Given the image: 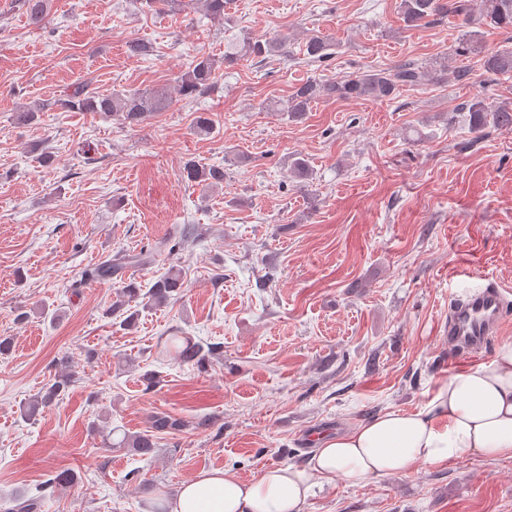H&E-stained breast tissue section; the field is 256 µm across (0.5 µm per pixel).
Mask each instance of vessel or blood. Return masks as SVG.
Segmentation results:
<instances>
[{"label":"vessel or blood","mask_w":512,"mask_h":512,"mask_svg":"<svg viewBox=\"0 0 512 512\" xmlns=\"http://www.w3.org/2000/svg\"><path fill=\"white\" fill-rule=\"evenodd\" d=\"M502 315L503 294L498 288L468 296L454 307L448 321V339L460 350H479L500 327Z\"/></svg>","instance_id":"b4317fda"}]
</instances>
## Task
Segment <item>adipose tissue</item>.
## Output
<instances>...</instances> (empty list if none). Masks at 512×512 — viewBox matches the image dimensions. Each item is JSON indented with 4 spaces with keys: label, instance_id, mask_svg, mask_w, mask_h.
Listing matches in <instances>:
<instances>
[{
    "label": "adipose tissue",
    "instance_id": "ef3b65f1",
    "mask_svg": "<svg viewBox=\"0 0 512 512\" xmlns=\"http://www.w3.org/2000/svg\"><path fill=\"white\" fill-rule=\"evenodd\" d=\"M478 458L512 459V341L493 360L450 375L428 404L390 409L347 432L320 439L306 464L279 466L245 480L230 470L181 483L170 512H302L317 479L358 487L373 476H404Z\"/></svg>",
    "mask_w": 512,
    "mask_h": 512
}]
</instances>
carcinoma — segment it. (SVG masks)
I'll use <instances>...</instances> for the list:
<instances>
[{
	"label": "carcinoma",
	"instance_id": "cac0c4a2",
	"mask_svg": "<svg viewBox=\"0 0 512 512\" xmlns=\"http://www.w3.org/2000/svg\"><path fill=\"white\" fill-rule=\"evenodd\" d=\"M200 2L204 5L206 16L217 22L224 21L226 0H141L146 11L155 13L182 11L186 4ZM51 0H21L29 24L43 29L49 23ZM473 0H401L404 20L409 25H419L431 18L447 13L462 19L468 28H496L512 30V0H479L480 8L473 11ZM288 46V37L273 39H246L243 44L244 56L263 59L273 52H281ZM331 43L324 37L312 36L305 43L304 55L311 62H322L330 57ZM481 66L493 73L509 75L512 73V49H500L484 55ZM217 61L214 57L200 54L193 59L188 71L179 79V92L189 99H199L207 95L217 79ZM439 74L431 69L412 62H404L381 70H370L353 76L340 77L331 81L311 78L293 87L288 95L285 111L294 118L302 117L311 105L323 98L349 100L370 98L373 100H391L404 88H417L429 81L438 80ZM93 81L88 79L59 99V105L71 112H100L120 124L134 128L145 123L157 112L165 111L171 104V97L164 87H152L134 90H119L103 95L92 88ZM469 113V126L475 135L483 133L488 125L497 128H512V101L489 102L481 96H475L461 107ZM184 178L194 184L217 187L224 184V168L219 165L201 167L195 162L186 163ZM141 255L124 253L113 263H101L84 269L82 276L88 282H100L112 277L124 266L137 264ZM183 280L176 270L157 280L148 295L145 306L164 305L181 292ZM161 352L178 363L193 364L198 368L206 366V354L203 347L187 336H167L160 340ZM72 375L62 372L54 382L46 387L40 399L34 401L26 415L31 416L41 406L48 407L70 387ZM188 422L167 414L154 416L150 429L134 435L127 434L119 442V447L128 448L142 458L151 457L158 448V436L164 433L181 432ZM78 482V476L72 469L55 472L48 480L47 487H70ZM45 490L25 498H17L7 512H39Z\"/></svg>",
	"mask_w": 512,
	"mask_h": 512
}]
</instances>
